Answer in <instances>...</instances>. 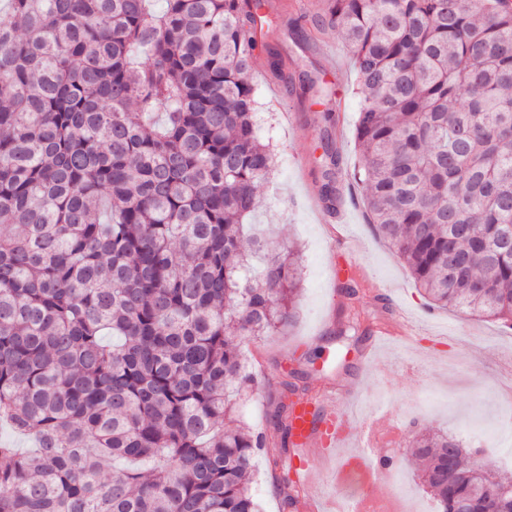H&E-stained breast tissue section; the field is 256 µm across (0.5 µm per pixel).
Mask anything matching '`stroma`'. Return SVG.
I'll use <instances>...</instances> for the list:
<instances>
[{
	"label": "stroma",
	"instance_id": "obj_1",
	"mask_svg": "<svg viewBox=\"0 0 512 512\" xmlns=\"http://www.w3.org/2000/svg\"><path fill=\"white\" fill-rule=\"evenodd\" d=\"M320 7L321 0H265L262 10L265 50L252 73L259 133L273 149L274 171L259 187L250 221L297 248L302 288L291 326L245 347L257 384L240 400L236 418L268 433L278 449L268 420L284 399L281 380L299 368L311 396L343 392L340 408L352 419L343 453L361 448L366 424L397 433L392 470L431 508L412 454L422 428L476 448L489 432L497 442L489 462L512 455V433L500 429L492 390L512 360V332L494 320L430 308L396 250L372 234L361 186L339 178L335 209L321 202L324 141L335 144L341 169L360 166L363 156L351 55L339 33L313 28ZM341 98L347 121L340 127L325 115ZM346 283L357 287L355 299L342 293Z\"/></svg>",
	"mask_w": 512,
	"mask_h": 512
}]
</instances>
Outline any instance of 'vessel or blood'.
<instances>
[{
    "instance_id": "vessel-or-blood-1",
    "label": "vessel or blood",
    "mask_w": 512,
    "mask_h": 512,
    "mask_svg": "<svg viewBox=\"0 0 512 512\" xmlns=\"http://www.w3.org/2000/svg\"><path fill=\"white\" fill-rule=\"evenodd\" d=\"M347 433L348 425L335 396L329 395L321 400L307 398L297 402L292 410L290 430V443L298 461L296 480L303 485L308 483L310 471L304 461L314 447L335 446L337 440ZM389 470V464L363 452L339 459L337 503H350L357 510L366 501L368 491L384 480Z\"/></svg>"
}]
</instances>
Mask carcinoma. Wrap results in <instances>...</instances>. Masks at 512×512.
<instances>
[{"label":"carcinoma","instance_id":"obj_1","mask_svg":"<svg viewBox=\"0 0 512 512\" xmlns=\"http://www.w3.org/2000/svg\"><path fill=\"white\" fill-rule=\"evenodd\" d=\"M0 16V512H259L245 341L288 323L295 250L244 220L273 168L263 0H7ZM357 70L369 223L434 308L512 331V0H322ZM320 197L336 204L335 152ZM272 422L283 509L300 490ZM438 512H512L446 432Z\"/></svg>","mask_w":512,"mask_h":512}]
</instances>
